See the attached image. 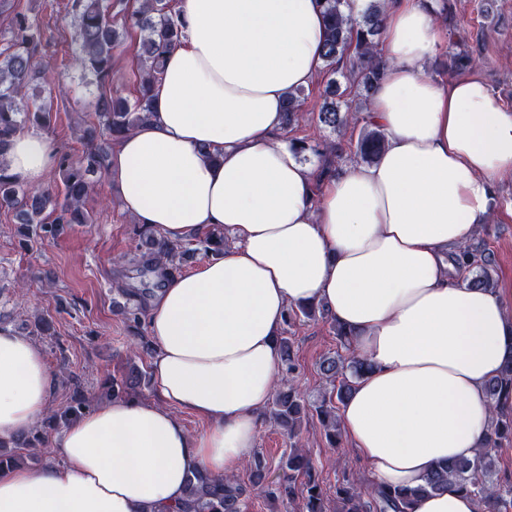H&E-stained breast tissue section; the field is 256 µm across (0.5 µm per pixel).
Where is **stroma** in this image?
<instances>
[{
	"mask_svg": "<svg viewBox=\"0 0 512 512\" xmlns=\"http://www.w3.org/2000/svg\"><path fill=\"white\" fill-rule=\"evenodd\" d=\"M71 4L72 0H0V47L9 41L17 14L38 22L44 34L42 53L50 63L47 82L68 89L67 95L54 98L50 122L38 132L55 154L66 153L84 163L92 150L110 156L114 144L98 131L100 122L92 106L96 84L71 64ZM138 5V0H116L111 9L120 35L113 51L114 85L130 99L140 80L139 33L125 27L124 15ZM448 10L468 31V47L479 60L477 74L512 107V0H448ZM90 128L98 131L92 141L83 137ZM89 178L94 189L83 203L87 223L61 225L55 237L34 235L15 210L0 208V327L34 341L49 366L59 370L47 407L51 414L63 411L81 394L106 401L112 379L121 378L133 364L150 369L156 353L155 348L141 346L148 334L146 323L130 322L125 312L146 308L161 277L143 267L139 224L123 210L107 166L94 165ZM471 241L492 254L494 285L512 312V174L497 179L492 216L478 225ZM288 337L294 381L309 402H317L326 388L319 365L341 352V344L331 324L321 319L297 323ZM301 444L327 494H334L343 476L363 477L369 470L348 438H341L336 447L329 444L315 412L303 418ZM256 451L264 457L269 479L282 477L280 460L288 454L289 444L270 420L262 422Z\"/></svg>",
	"mask_w": 512,
	"mask_h": 512,
	"instance_id": "1",
	"label": "stroma"
}]
</instances>
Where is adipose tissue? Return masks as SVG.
<instances>
[{
  "mask_svg": "<svg viewBox=\"0 0 512 512\" xmlns=\"http://www.w3.org/2000/svg\"><path fill=\"white\" fill-rule=\"evenodd\" d=\"M185 36L155 84L150 122L113 151L125 211L183 243L231 245L149 299L155 400L113 399L51 437L64 463L0 470V512H168L197 469L222 477L253 454L279 378L289 307L314 302L354 334L369 369L341 424L373 486H414L472 458L487 380L512 350L494 289L471 288L456 254L512 173V108L477 75L422 73L448 36L436 0H384L388 65L370 114L387 143L312 202L313 169L279 139L288 90L314 82L326 38L316 0H182ZM48 141L18 133L10 173L41 185ZM57 376L33 341L0 329V439L40 425ZM206 421L189 433L178 419Z\"/></svg>",
  "mask_w": 512,
  "mask_h": 512,
  "instance_id": "ef3b65f1",
  "label": "adipose tissue"
}]
</instances>
